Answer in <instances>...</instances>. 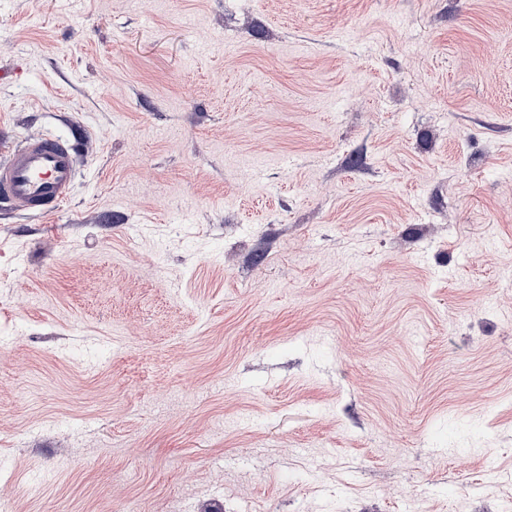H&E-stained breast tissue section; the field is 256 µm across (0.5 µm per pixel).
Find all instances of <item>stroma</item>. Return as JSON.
<instances>
[{
    "label": "stroma",
    "instance_id": "stroma-1",
    "mask_svg": "<svg viewBox=\"0 0 512 512\" xmlns=\"http://www.w3.org/2000/svg\"><path fill=\"white\" fill-rule=\"evenodd\" d=\"M0 512H512V0H0ZM0 202L42 217L69 200L78 160L67 140L29 137L18 146L0 142Z\"/></svg>",
    "mask_w": 512,
    "mask_h": 512
}]
</instances>
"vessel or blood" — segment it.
I'll list each match as a JSON object with an SVG mask.
<instances>
[{
  "label": "vessel or blood",
  "instance_id": "obj_1",
  "mask_svg": "<svg viewBox=\"0 0 512 512\" xmlns=\"http://www.w3.org/2000/svg\"><path fill=\"white\" fill-rule=\"evenodd\" d=\"M78 160L67 140L40 134L0 142V202L42 217L69 199Z\"/></svg>",
  "mask_w": 512,
  "mask_h": 512
}]
</instances>
